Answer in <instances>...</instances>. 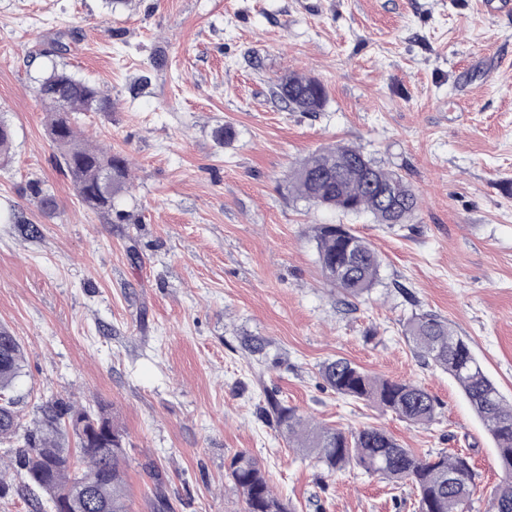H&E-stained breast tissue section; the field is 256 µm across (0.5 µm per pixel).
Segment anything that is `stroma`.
<instances>
[{"label":"stroma","mask_w":512,"mask_h":512,"mask_svg":"<svg viewBox=\"0 0 512 512\" xmlns=\"http://www.w3.org/2000/svg\"><path fill=\"white\" fill-rule=\"evenodd\" d=\"M499 0H0V109L14 129L0 167V325L22 344L10 391L23 426L63 397L105 404L124 435L134 512H243L238 452L292 512H414L411 485L331 473L289 448L268 399L313 423L386 430L421 457L470 453L485 512L496 449L459 387L403 334L414 314L473 343L512 402V10ZM72 36L69 54L46 51ZM57 65L99 85L108 112L77 128L129 162L115 201L129 224L83 208L57 165L35 94ZM301 72L323 111L274 96ZM229 125L234 139L219 141ZM403 175L422 200L389 227L297 199L288 170L335 142ZM56 202L45 215L27 184ZM345 224L381 253L380 282L347 306L317 263L312 227ZM345 358L426 388L416 427L342 398L321 376Z\"/></svg>","instance_id":"35a3bbf8"}]
</instances>
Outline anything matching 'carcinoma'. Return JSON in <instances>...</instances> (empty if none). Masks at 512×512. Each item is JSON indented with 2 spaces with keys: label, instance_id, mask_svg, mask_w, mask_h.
I'll return each mask as SVG.
<instances>
[{
  "label": "carcinoma",
  "instance_id": "cac0c4a2",
  "mask_svg": "<svg viewBox=\"0 0 512 512\" xmlns=\"http://www.w3.org/2000/svg\"><path fill=\"white\" fill-rule=\"evenodd\" d=\"M275 96L293 112H320L327 90L318 79L290 72L276 84ZM48 112L49 134L59 151L57 162L70 178L81 204L94 213L112 216L115 199L127 188L128 167L118 154L87 143L76 131L79 112H110L112 100L101 89L64 68L52 67L36 88ZM13 129L0 113V159L9 158ZM290 190L310 204L343 213H370L378 224H409L419 199L399 173L379 164L360 149L338 143L300 161L288 175ZM401 190V207L392 214L383 189ZM30 196L45 214L55 210L54 198L39 182L29 184ZM318 264L327 284L348 304L368 295L378 282L382 258L365 238L345 224H317L313 229ZM405 336L419 356L448 373L461 388L472 410L496 443L499 480L491 488L486 512H512V404L488 376L469 341L435 313L413 316ZM24 359L17 338L0 326V442L22 435L14 465L26 476L27 488L58 500L91 475L98 478L82 512H132L125 469L123 437L103 407H75L57 399L41 407L35 426L22 429L14 402L5 398L20 374ZM321 376L336 394L391 411L413 425L431 422L437 401L424 387L375 377L339 358L324 364ZM288 446L313 455L330 472L358 467L393 484L411 483L415 512H472L476 492L470 456L462 451L421 458L386 431L325 428L308 423L295 410L270 403ZM76 438L77 454L60 443L63 433ZM229 475L243 492L244 512H291L271 489L260 463L246 452L235 454ZM157 512H168L162 474L149 472Z\"/></svg>",
  "mask_w": 512,
  "mask_h": 512
}]
</instances>
